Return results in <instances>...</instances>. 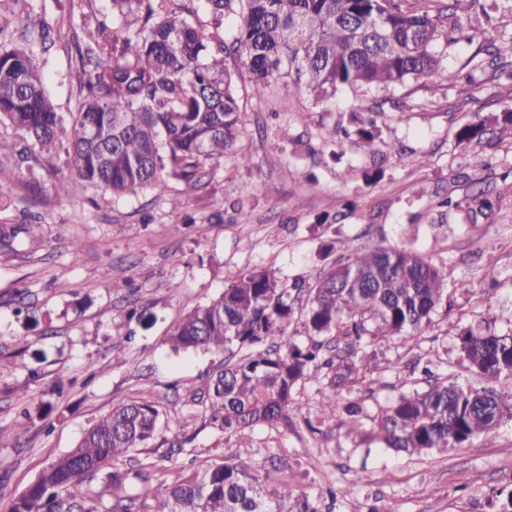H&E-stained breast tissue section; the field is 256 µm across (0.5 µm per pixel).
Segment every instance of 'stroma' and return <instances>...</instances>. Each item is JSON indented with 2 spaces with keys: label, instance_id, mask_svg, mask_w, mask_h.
<instances>
[{
  "label": "stroma",
  "instance_id": "stroma-1",
  "mask_svg": "<svg viewBox=\"0 0 512 512\" xmlns=\"http://www.w3.org/2000/svg\"><path fill=\"white\" fill-rule=\"evenodd\" d=\"M465 32L438 39L433 52L456 83L440 77L387 92L355 86L314 103L273 83L252 90L243 57L228 58L242 111L235 154L209 184H157L119 197L100 186L78 196L55 191L72 169L66 144L45 152L9 123L0 137L26 155L0 154V512L112 406L151 401L159 429L124 466H152L163 486L231 455L250 458L265 482H292L320 499L336 487L333 512H512V420L462 448L422 455L384 451L376 419L410 388L409 366L481 385L459 349L468 326L512 333V139L485 135L459 143L461 127L512 110V75L485 51L486 38L512 40L500 17L512 0H443ZM16 23L0 50L30 48L56 112L78 101L72 37L97 30L110 0H0ZM50 24L43 44L39 21ZM370 113L378 155L334 132L353 114ZM454 207H441L445 197ZM490 197L492 212H473ZM24 224L35 235L21 232ZM376 242L415 249L441 266L448 293L430 325L404 346L377 342L378 355L341 401L362 404L357 421L310 431L333 391L330 376L299 384L304 417L287 425L224 432L194 389L224 367L220 353H172L166 339L189 310L218 297L226 269L272 270L284 288L313 286L339 255ZM286 461L273 470L270 458Z\"/></svg>",
  "mask_w": 512,
  "mask_h": 512
}]
</instances>
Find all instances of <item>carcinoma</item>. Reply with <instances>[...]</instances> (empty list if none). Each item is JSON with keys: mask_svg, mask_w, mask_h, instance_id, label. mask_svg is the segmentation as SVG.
<instances>
[{"mask_svg": "<svg viewBox=\"0 0 512 512\" xmlns=\"http://www.w3.org/2000/svg\"><path fill=\"white\" fill-rule=\"evenodd\" d=\"M169 2L112 0L111 38L75 36L79 104L68 122L55 111L27 48L0 51V123L9 122L46 151L67 136L73 173L59 183L62 195L76 196L88 184L127 197L161 180L206 185L241 132L234 78L225 64L237 51L245 55L257 96L272 80L324 103L354 85L384 91L434 74L457 78L431 51L437 17L405 9L402 0H204L207 25ZM230 14L240 23L228 42L218 30ZM489 123L499 137H512V111ZM487 124L462 127L458 140L482 141ZM342 134L376 152L372 121L357 117L354 130ZM225 280L224 293L185 314L167 343L175 353L230 352L202 396L226 432L286 423L299 382L334 367L338 388L372 359V342L411 341L429 324L446 284L431 260L382 244L334 264L312 288L296 285L293 294L266 269H229ZM303 292L307 346L288 335ZM459 340L487 385L463 387L424 368L425 387L400 395L378 419L385 447L410 454L459 448L512 419V335L469 327ZM360 412L358 403L342 407L332 394L317 420ZM159 417L148 401L112 407L75 448L48 464L10 512H97L82 505L92 499L84 477L96 474L112 496L109 512H131L137 498L152 500L151 512H320L285 480L268 487L238 455L160 489L145 468L130 475L117 463L154 438Z\"/></svg>", "mask_w": 512, "mask_h": 512, "instance_id": "1", "label": "carcinoma"}]
</instances>
